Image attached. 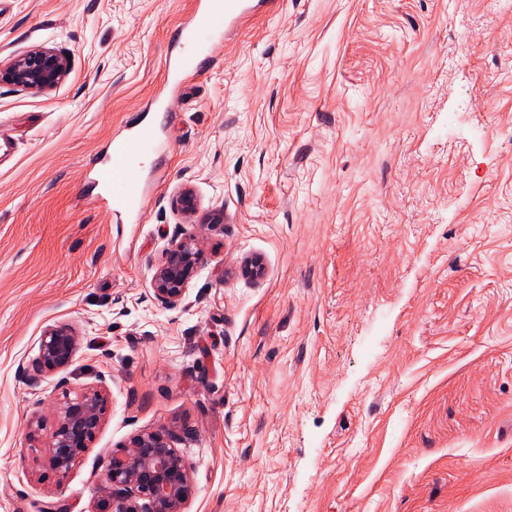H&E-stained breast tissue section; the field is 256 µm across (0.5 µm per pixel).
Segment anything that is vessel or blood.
I'll return each instance as SVG.
<instances>
[{"mask_svg": "<svg viewBox=\"0 0 512 512\" xmlns=\"http://www.w3.org/2000/svg\"><path fill=\"white\" fill-rule=\"evenodd\" d=\"M264 0H198L194 15L177 34V49L167 58L168 75L180 81L197 72L202 63L221 52L233 30L249 21ZM159 147L155 133L148 129L117 136L112 150L96 168L94 177L114 211L138 205L143 187L138 179L140 161Z\"/></svg>", "mask_w": 512, "mask_h": 512, "instance_id": "obj_1", "label": "vessel or blood"}]
</instances>
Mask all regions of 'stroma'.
<instances>
[{"label":"stroma","instance_id":"obj_1","mask_svg":"<svg viewBox=\"0 0 512 512\" xmlns=\"http://www.w3.org/2000/svg\"><path fill=\"white\" fill-rule=\"evenodd\" d=\"M194 8L0 0L1 61L70 57L51 91L0 83V512H109L112 452L171 426L187 512H512V9L270 0L176 88ZM143 126L163 150L138 222L89 168ZM188 234L171 309L152 274ZM58 323L73 361L30 383ZM99 383L104 423L59 476L55 407ZM201 252V241L193 234L169 244L164 261L152 275V289L163 305L173 308L183 302Z\"/></svg>","mask_w":512,"mask_h":512}]
</instances>
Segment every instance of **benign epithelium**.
<instances>
[{
	"mask_svg": "<svg viewBox=\"0 0 512 512\" xmlns=\"http://www.w3.org/2000/svg\"><path fill=\"white\" fill-rule=\"evenodd\" d=\"M67 55L40 47L12 56L0 64V82L37 94L59 86L68 76ZM202 252L199 238L188 234L169 244L164 261L152 275L156 298L176 307L185 297ZM79 336L68 324L47 328L39 352L28 366L34 382L46 371L65 370L79 346ZM106 413L105 389L89 386L58 407V423L49 442V463L63 476L85 452L100 430ZM180 433L175 429L143 432L112 452L102 492L112 500L113 512H186L190 496V470L175 448ZM142 501L141 509L129 501Z\"/></svg>",
	"mask_w": 512,
	"mask_h": 512,
	"instance_id": "benign-epithelium-1",
	"label": "benign epithelium"
}]
</instances>
